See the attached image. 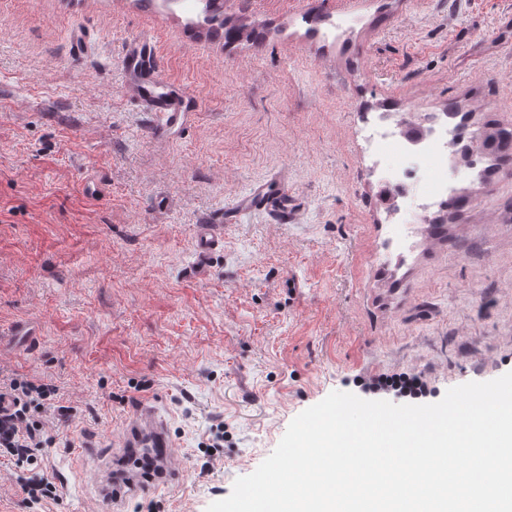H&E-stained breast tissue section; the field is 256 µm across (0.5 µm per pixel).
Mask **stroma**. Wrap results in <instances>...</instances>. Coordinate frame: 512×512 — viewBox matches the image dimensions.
<instances>
[{
	"label": "stroma",
	"instance_id": "obj_1",
	"mask_svg": "<svg viewBox=\"0 0 512 512\" xmlns=\"http://www.w3.org/2000/svg\"><path fill=\"white\" fill-rule=\"evenodd\" d=\"M203 8L0 0V372L57 386L69 409L46 419L38 467L0 457V512H105L94 475L144 395L183 477L124 512H207L331 392L412 371L439 400L512 371V174L464 171L473 205L385 294L390 226L360 137L367 113L431 122L451 102L472 126L512 125V0H224L265 33L229 47ZM137 35L201 104L165 138L122 67ZM270 180L292 219L240 213L197 277L201 216ZM21 319L41 324L35 348L12 341ZM25 477L57 497L28 502Z\"/></svg>",
	"mask_w": 512,
	"mask_h": 512
}]
</instances>
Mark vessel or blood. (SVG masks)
I'll use <instances>...</instances> for the list:
<instances>
[{"label": "vessel or blood", "instance_id": "vessel-or-blood-1", "mask_svg": "<svg viewBox=\"0 0 512 512\" xmlns=\"http://www.w3.org/2000/svg\"><path fill=\"white\" fill-rule=\"evenodd\" d=\"M122 64L134 80V91L145 111L152 118L151 131L159 137L177 132L200 110L198 100L189 92H173L164 81L161 62L148 38L127 42ZM240 210H267L280 218L288 216V193L278 184H258L238 202ZM237 211H227L218 220L230 224ZM212 217H205L196 226L195 272L207 276L210 258L222 243L213 231ZM120 451L97 474V482L110 512H115L124 497L152 489L178 478L172 466L173 441L168 423L159 412L156 399L137 402L127 418L118 441Z\"/></svg>", "mask_w": 512, "mask_h": 512}]
</instances>
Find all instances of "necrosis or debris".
<instances>
[{"mask_svg": "<svg viewBox=\"0 0 512 512\" xmlns=\"http://www.w3.org/2000/svg\"><path fill=\"white\" fill-rule=\"evenodd\" d=\"M453 138L447 120L430 126L422 140L410 141L402 127L386 113L371 115L365 123L366 148L370 163L382 185L391 189L396 205L388 210L389 223H405L411 208L428 209L434 200L448 193V147ZM425 193H418L419 185Z\"/></svg>", "mask_w": 512, "mask_h": 512, "instance_id": "necrosis-or-debris-1", "label": "necrosis or debris"}]
</instances>
